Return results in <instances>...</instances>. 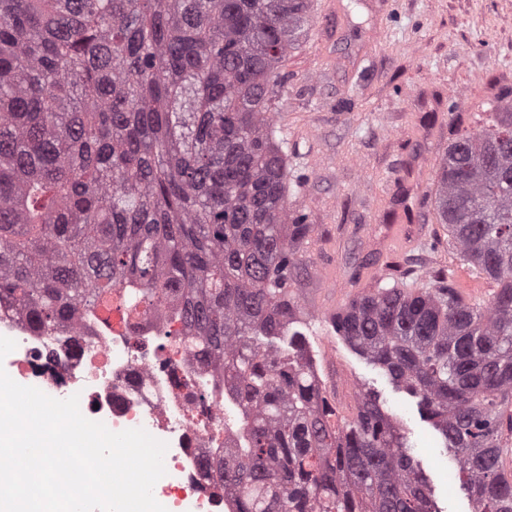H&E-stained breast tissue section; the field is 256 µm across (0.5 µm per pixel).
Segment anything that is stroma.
<instances>
[{
  "instance_id": "35a3bbf8",
  "label": "stroma",
  "mask_w": 512,
  "mask_h": 512,
  "mask_svg": "<svg viewBox=\"0 0 512 512\" xmlns=\"http://www.w3.org/2000/svg\"><path fill=\"white\" fill-rule=\"evenodd\" d=\"M314 0V26L291 52L276 106L289 208L314 231L294 288L297 328L340 415L358 388L400 424L440 512H471L452 450L416 398L338 336L330 317L383 275H454L469 297L492 285L448 247L430 197L452 131L512 87V0Z\"/></svg>"
}]
</instances>
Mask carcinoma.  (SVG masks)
Masks as SVG:
<instances>
[{
	"instance_id": "carcinoma-1",
	"label": "carcinoma",
	"mask_w": 512,
	"mask_h": 512,
	"mask_svg": "<svg viewBox=\"0 0 512 512\" xmlns=\"http://www.w3.org/2000/svg\"><path fill=\"white\" fill-rule=\"evenodd\" d=\"M312 23V0H0V303L51 334L114 296L179 302L244 408L217 463L236 512H441L378 395L337 417L294 329L313 225L274 109ZM489 110L449 139L435 200L497 291L404 272L332 326L419 398L472 512H512V89Z\"/></svg>"
}]
</instances>
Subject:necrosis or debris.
<instances>
[{
  "mask_svg": "<svg viewBox=\"0 0 512 512\" xmlns=\"http://www.w3.org/2000/svg\"><path fill=\"white\" fill-rule=\"evenodd\" d=\"M181 329L174 306L154 314L116 302L49 337L29 328L17 309L0 307V333L16 343L8 364L25 385L57 399L78 396L86 418L115 432L141 428L167 443L166 473L153 493L169 512L189 503L196 512H233L218 470L203 468L218 448L242 438L224 374L185 344L164 357L153 349L163 333Z\"/></svg>",
  "mask_w": 512,
  "mask_h": 512,
  "instance_id": "necrosis-or-debris-1",
  "label": "necrosis or debris"
}]
</instances>
